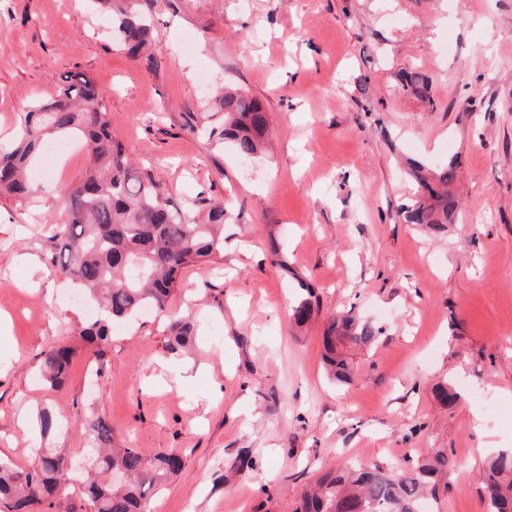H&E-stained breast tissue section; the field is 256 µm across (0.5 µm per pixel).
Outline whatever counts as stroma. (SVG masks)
I'll list each match as a JSON object with an SVG mask.
<instances>
[{
    "label": "stroma",
    "mask_w": 512,
    "mask_h": 512,
    "mask_svg": "<svg viewBox=\"0 0 512 512\" xmlns=\"http://www.w3.org/2000/svg\"><path fill=\"white\" fill-rule=\"evenodd\" d=\"M155 70L101 34L87 0H0V145L60 78L98 84L113 133L183 208L223 202L224 247L187 267L165 314L114 324L103 356L76 333L97 314L52 263L58 192L88 167L73 147L37 169L35 199L0 196V459L24 468L50 409L76 475L92 453L80 421L118 441L173 449L184 470L150 512H288L344 460L389 466L454 458L434 512H486L480 476L512 448V0H143ZM427 83L426 98L403 73ZM259 100L272 148L250 162L203 127L214 92ZM460 169L454 223H404L417 191L405 162ZM318 314L296 328L295 277ZM350 311L383 328L354 353L349 383L324 372L323 332ZM192 313V352L168 320ZM74 350L65 384L41 376L50 346ZM193 378H180L182 364ZM458 394L444 407L438 380ZM486 422L475 427L472 412Z\"/></svg>",
    "instance_id": "stroma-1"
}]
</instances>
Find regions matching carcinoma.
Masks as SVG:
<instances>
[{
  "instance_id": "carcinoma-1",
  "label": "carcinoma",
  "mask_w": 512,
  "mask_h": 512,
  "mask_svg": "<svg viewBox=\"0 0 512 512\" xmlns=\"http://www.w3.org/2000/svg\"><path fill=\"white\" fill-rule=\"evenodd\" d=\"M108 11L115 42L127 55L154 69L149 52L152 28L142 12V0H93ZM212 112L222 122L209 128V137L228 141L237 155L249 160L262 153L268 136L267 112L254 98L222 90ZM59 134L83 139L91 150L81 181L63 186L66 223L50 236L52 259L60 274L83 290L99 309V317L80 324L78 336L103 355L112 324L128 321L145 310L164 313L182 270L209 259L223 247L224 204L206 201L197 221L164 197L149 168L130 163L124 146L112 136L102 95L86 76H66L56 95L36 101L22 114L12 141L0 147V195L24 197L32 192L28 171L46 139ZM413 177L418 199L400 207L408 224L438 226L453 222L458 199L452 185L458 177L455 160L439 171L417 166ZM292 307L291 318L301 327L317 314L313 289ZM169 349L188 345L195 322L187 314L168 325ZM380 329L350 314L327 325L324 359L329 376L345 382L354 372L349 351L372 344ZM74 351L53 346L43 353V377L61 385L68 377ZM41 436L53 435L58 423L47 409L38 413ZM84 433L96 450L95 473L86 481L88 512H149L148 497L179 475L183 459L173 451L145 455L136 448H116L112 426L99 415L84 422ZM453 466L445 450L396 469L346 462L307 486L293 512H419L428 498L438 500L439 484ZM72 480L71 466L58 448H43L38 463L16 469L0 460V512H54L62 487ZM487 512H512V455L490 458L482 476Z\"/></svg>"
}]
</instances>
